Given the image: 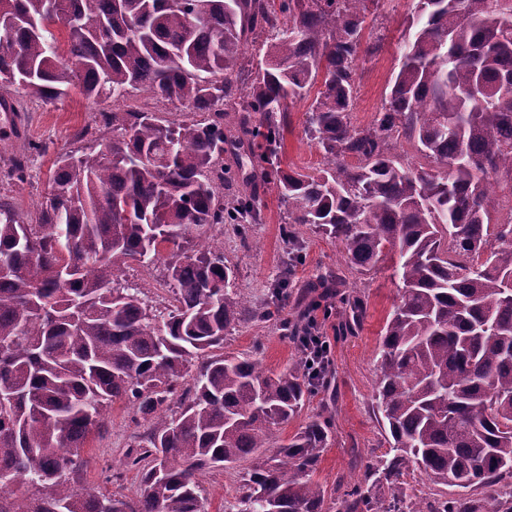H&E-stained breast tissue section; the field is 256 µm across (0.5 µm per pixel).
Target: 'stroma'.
I'll return each mask as SVG.
<instances>
[{"mask_svg": "<svg viewBox=\"0 0 512 512\" xmlns=\"http://www.w3.org/2000/svg\"><path fill=\"white\" fill-rule=\"evenodd\" d=\"M415 4L416 0H379L377 10L367 17L364 39L380 40L381 48L377 54L363 55L358 60V93L351 114L353 126H368L382 106L389 81L401 64L406 20L413 14ZM312 101V96L308 95L291 105L289 125L279 154L282 167L303 173L316 171L324 162L306 132V113ZM23 103V137L7 140L0 149V197L7 198L25 217L49 196L56 156L65 152L78 154L89 147V140L81 138L80 132L92 122L98 108L116 105L124 110L151 112L167 122L183 118L171 103L143 90L130 93L116 104L107 99L96 105L76 92L54 102L27 97ZM32 143L47 145V152H29L28 146ZM20 157L25 158L27 164L25 181L8 180L7 172ZM258 193L262 200L261 223L251 225L244 236L227 231L217 237L216 246L225 264L234 270V287L251 303L263 304L269 301V290L282 275H289L291 283L300 285L331 271L342 277L344 289L355 291L366 306L360 328L345 336L338 333L340 311L318 320L320 334L328 337L332 347L336 418L330 443L320 458L314 478L331 490L337 487L340 478H361V470L353 465L354 451L378 456L388 448L373 407L380 373V335L387 316L399 300V285L390 263L379 264L368 272H357L349 268L334 239L306 224L296 227L300 259L289 263L291 247L282 234L287 207L274 184L259 186ZM123 280L142 288L157 308L172 303L163 265L150 268L132 265L125 271ZM224 349L234 354H254L267 370L274 372L284 369L297 354L292 341L284 337L273 322L238 326L228 335ZM133 432L134 426L126 410L112 408L107 432L92 437L83 450L84 457L91 461L84 474L87 489L127 496L137 494L140 476L123 465ZM116 471L122 474L117 482L112 479Z\"/></svg>", "mask_w": 512, "mask_h": 512, "instance_id": "obj_1", "label": "stroma"}]
</instances>
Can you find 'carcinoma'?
<instances>
[{"instance_id": "carcinoma-1", "label": "carcinoma", "mask_w": 512, "mask_h": 512, "mask_svg": "<svg viewBox=\"0 0 512 512\" xmlns=\"http://www.w3.org/2000/svg\"><path fill=\"white\" fill-rule=\"evenodd\" d=\"M60 2L55 20L48 0H0L1 88L94 103L146 90L191 117L103 109L112 139L58 156L35 223L0 200V512H204L199 476L243 463L228 512H325L313 476L334 407L285 443L271 428L326 375L301 357L270 372L224 352L246 320L277 321L299 342L323 299L291 320L288 279L263 306L232 287L211 230L259 223L261 204L215 205L239 192L219 164L226 132L288 204V242L308 224L361 272L398 255L375 405L390 451L339 484L342 512H512V0H416L401 66L363 129L354 75L359 53L380 49L362 43L379 0ZM248 43L264 49L256 70ZM320 75L306 123L326 163L285 171L287 112ZM405 143L419 166L404 164ZM159 262L164 311L121 283L131 264ZM344 316L360 325L363 301ZM114 405L147 425L125 453L133 497L82 486L81 449ZM415 471L424 497L384 480Z\"/></svg>"}]
</instances>
